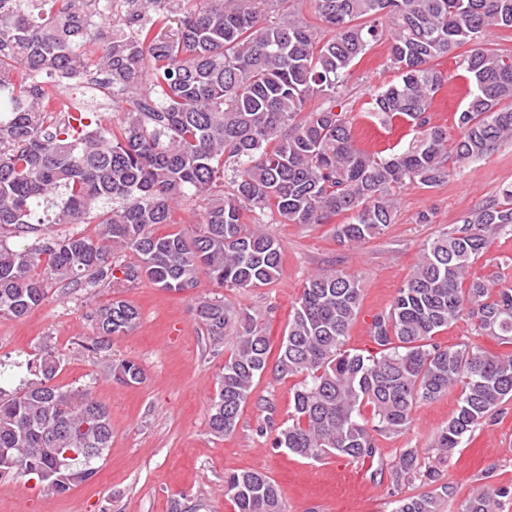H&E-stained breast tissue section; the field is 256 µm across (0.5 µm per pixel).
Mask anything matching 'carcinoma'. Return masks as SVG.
<instances>
[{"label": "carcinoma", "mask_w": 512, "mask_h": 512, "mask_svg": "<svg viewBox=\"0 0 512 512\" xmlns=\"http://www.w3.org/2000/svg\"><path fill=\"white\" fill-rule=\"evenodd\" d=\"M256 2L0 0L1 320L27 315L56 283L112 284L118 272L122 283L145 278L177 293L203 277L229 290L266 287L282 271L281 247L249 214L267 212L280 224L343 215L336 241L362 244L392 223L401 189L448 179V153L464 163L512 141V56L481 47L493 29H512V0H312L319 26L293 11L264 22ZM383 39L399 79L371 94V113L383 123L405 120L417 133L386 156L359 150L348 112L336 111L351 67ZM468 43L474 48L459 68L470 88L450 148L448 130L429 113L445 81L430 62ZM92 74L103 96L121 103L109 122L88 123L90 110L57 97ZM226 178L229 191L216 190ZM187 196L205 201L192 232L156 233ZM45 208L55 224L97 225L95 237L9 244ZM509 225L512 183L426 242L389 310L373 319V355L344 349L360 309L359 280L336 270L311 275L277 356L278 375L300 382L275 447L313 462L372 459V432H401L417 403L458 386L456 413L435 438L446 452L511 400L512 354L435 342L466 317L512 343V287L469 275L490 231ZM128 253L137 261L121 263ZM197 316L216 345L239 324L208 414L209 432L230 436L267 370L269 336L219 297L200 302ZM91 318L90 348L102 353L138 326L140 313L115 298ZM61 370V356L47 348L34 379L0 389V476L34 475L57 495L90 481L93 462L112 446L107 407L86 388L57 385ZM109 372L127 386L146 377L129 359ZM364 406L373 408L369 421ZM416 474L435 478L409 448L390 476L398 486ZM224 492L236 512H285L276 485L258 471L225 477ZM454 493L445 484L397 500L393 512H438ZM508 495L488 483L462 512H498Z\"/></svg>", "instance_id": "1"}]
</instances>
